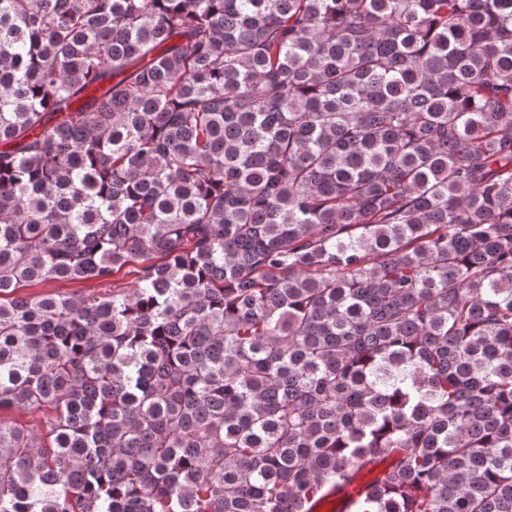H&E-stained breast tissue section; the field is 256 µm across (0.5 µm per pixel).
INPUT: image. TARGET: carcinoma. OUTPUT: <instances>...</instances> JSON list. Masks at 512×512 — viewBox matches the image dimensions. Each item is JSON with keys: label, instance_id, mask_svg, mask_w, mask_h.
<instances>
[{"label": "carcinoma", "instance_id": "1", "mask_svg": "<svg viewBox=\"0 0 512 512\" xmlns=\"http://www.w3.org/2000/svg\"><path fill=\"white\" fill-rule=\"evenodd\" d=\"M9 409L0 512H512V0H0ZM18 293L23 295H36L41 293H55L60 295H104L112 293V280L107 282H73L67 280H55L35 286H24L19 289ZM374 478V477H373ZM373 478H365L359 479L353 484H350L344 488H342L339 492H333V494L329 497L328 501L331 502L329 505L330 508L340 512L343 504H349L352 501L356 500L360 496L365 493H368L371 489V479Z\"/></svg>", "mask_w": 512, "mask_h": 512}]
</instances>
